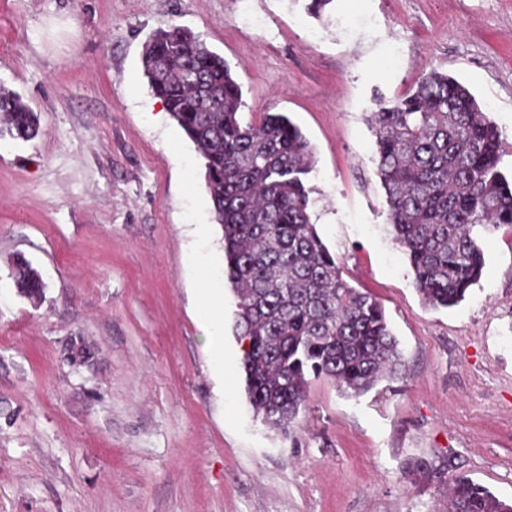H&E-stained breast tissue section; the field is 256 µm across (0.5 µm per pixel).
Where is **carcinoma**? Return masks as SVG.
Wrapping results in <instances>:
<instances>
[{
	"mask_svg": "<svg viewBox=\"0 0 512 512\" xmlns=\"http://www.w3.org/2000/svg\"><path fill=\"white\" fill-rule=\"evenodd\" d=\"M142 66L151 92L204 160L223 232L224 278L237 296L234 330L254 414L288 432L305 410L309 378L359 397L403 375L381 302L342 277L311 221L313 153L280 112L245 122L241 86L223 57L179 26L154 33ZM370 125L387 220L422 302H462L483 274L481 233L512 229V180L501 172L498 126L456 78L432 68ZM39 119L0 89V138L29 140ZM33 301L45 283L26 260L13 273ZM448 512H512L467 477L448 482Z\"/></svg>",
	"mask_w": 512,
	"mask_h": 512,
	"instance_id": "cac0c4a2",
	"label": "carcinoma"
}]
</instances>
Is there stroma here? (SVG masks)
Here are the masks:
<instances>
[{"mask_svg": "<svg viewBox=\"0 0 512 512\" xmlns=\"http://www.w3.org/2000/svg\"><path fill=\"white\" fill-rule=\"evenodd\" d=\"M0 0V87L40 118L0 139V512H447L446 479L512 500V230L483 233L464 301L425 306L393 240L366 118L433 67L497 124L512 175V0ZM188 28L313 147L312 220L343 278L383 305L403 380L357 398L312 380L290 436L245 395L236 299L193 144L141 63ZM400 43L398 62L388 48ZM42 275L20 295L14 261ZM224 297L214 364L201 293ZM91 367L63 356L70 337Z\"/></svg>", "mask_w": 512, "mask_h": 512, "instance_id": "35a3bbf8", "label": "stroma"}]
</instances>
